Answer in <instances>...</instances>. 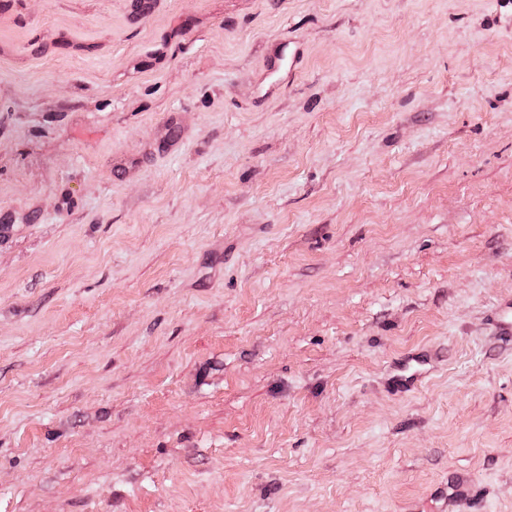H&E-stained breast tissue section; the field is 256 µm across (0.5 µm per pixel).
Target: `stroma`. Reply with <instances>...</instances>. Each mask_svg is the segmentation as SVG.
<instances>
[{"instance_id": "stroma-1", "label": "stroma", "mask_w": 512, "mask_h": 512, "mask_svg": "<svg viewBox=\"0 0 512 512\" xmlns=\"http://www.w3.org/2000/svg\"><path fill=\"white\" fill-rule=\"evenodd\" d=\"M128 3L0 0V512H512L494 0ZM302 56L299 48H290V43H288V55L280 51L277 53L268 63L267 71L268 73L276 78L279 81L290 82L295 73V65L297 59ZM428 354L421 352L408 356L399 365L401 374L396 378L393 386V392L396 394H404L417 388L420 384V366L425 363ZM477 496V491L463 479H454L448 482V486L436 490L431 494V500L437 506L434 512H463L471 501Z\"/></svg>"}]
</instances>
